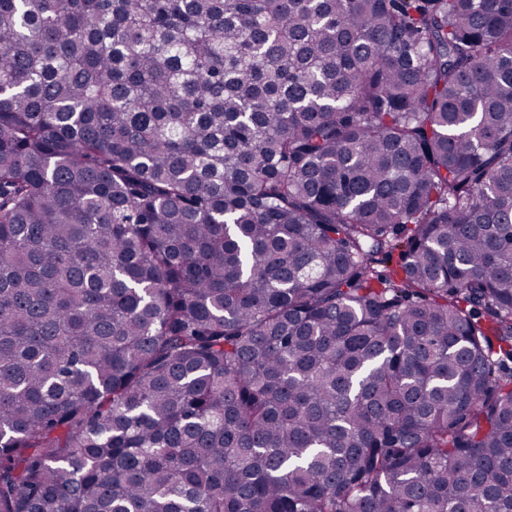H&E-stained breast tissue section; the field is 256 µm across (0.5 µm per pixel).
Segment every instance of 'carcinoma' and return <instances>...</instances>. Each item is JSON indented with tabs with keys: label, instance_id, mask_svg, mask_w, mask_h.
Returning a JSON list of instances; mask_svg holds the SVG:
<instances>
[{
	"label": "carcinoma",
	"instance_id": "obj_1",
	"mask_svg": "<svg viewBox=\"0 0 512 512\" xmlns=\"http://www.w3.org/2000/svg\"><path fill=\"white\" fill-rule=\"evenodd\" d=\"M0 512H512V0H0Z\"/></svg>",
	"mask_w": 512,
	"mask_h": 512
}]
</instances>
